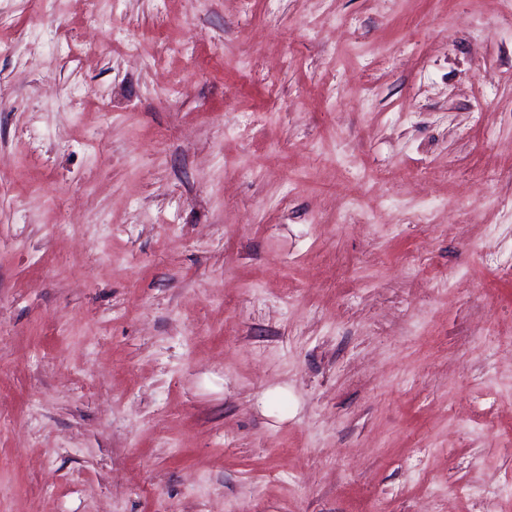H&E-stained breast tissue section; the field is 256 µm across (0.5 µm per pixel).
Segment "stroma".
Listing matches in <instances>:
<instances>
[{
	"label": "stroma",
	"instance_id": "stroma-1",
	"mask_svg": "<svg viewBox=\"0 0 512 512\" xmlns=\"http://www.w3.org/2000/svg\"><path fill=\"white\" fill-rule=\"evenodd\" d=\"M0 512H512V5L0 0Z\"/></svg>",
	"mask_w": 512,
	"mask_h": 512
}]
</instances>
